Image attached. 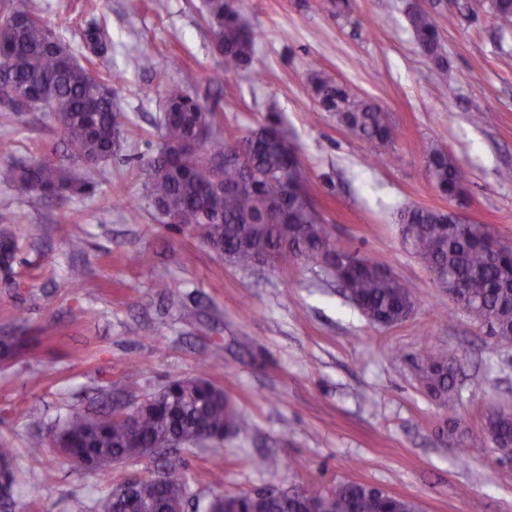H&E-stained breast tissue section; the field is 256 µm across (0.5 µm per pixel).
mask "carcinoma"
<instances>
[{"label": "carcinoma", "instance_id": "1", "mask_svg": "<svg viewBox=\"0 0 512 512\" xmlns=\"http://www.w3.org/2000/svg\"><path fill=\"white\" fill-rule=\"evenodd\" d=\"M206 22L214 50L224 57V72L236 73L254 61L256 35L247 27L231 0H205ZM494 15L512 20V0H490ZM421 52L435 64L438 78L444 66L439 29L432 14L421 7L408 15ZM72 45L47 24L34 0H0V112L20 113L32 102L47 104L53 128L69 145V156L94 165L123 150L124 137L117 119L113 84L119 75L98 67L109 50L105 29L87 28ZM311 90L321 107L336 114L348 129L368 144H392L397 136L387 113L375 100L354 92L325 73L311 78ZM167 110L159 127L158 154L143 164L145 198L156 217L176 215L196 226L204 245L242 268L256 266L259 257L270 260L309 261L314 251L332 241L330 225L317 211L305 183L291 179L301 166L296 147L275 121L245 138V162L224 164L223 113L203 111L177 81L165 85ZM205 126L210 138L196 153L184 147ZM426 170L437 191L452 200L463 190L467 171L441 147L425 151ZM6 182L23 191H37L61 199L84 195L93 184L67 165L55 149L42 151L21 167H12ZM403 219L410 226L405 243L432 273L458 283L456 301L471 319L489 328L500 343L512 345V315L504 306L512 302V257L494 249L498 243L486 224L464 223L450 211L407 208ZM336 259L347 297L373 324L388 327L406 320L414 307L403 282L381 273V265L366 255L335 245ZM428 371L423 387L435 396L447 394L456 379V363L429 349L421 356ZM248 427L235 402L207 377H175L159 392L152 406L128 424L116 413L102 416L72 413L52 431L50 443H30L34 454L52 452L74 461L85 472H102L114 457L141 448H163L180 439L186 445L207 443L222 452L224 432ZM512 435V413L490 420L480 434L488 443ZM12 448L0 446V501L11 498L15 482ZM185 480L176 465L168 468L161 485L154 475L143 476L134 495L147 512H168L185 492ZM421 512L414 500L389 497L382 501L374 486L344 482L323 491L313 485L299 497L268 499L261 492L227 493L209 502L211 512Z\"/></svg>", "mask_w": 512, "mask_h": 512}]
</instances>
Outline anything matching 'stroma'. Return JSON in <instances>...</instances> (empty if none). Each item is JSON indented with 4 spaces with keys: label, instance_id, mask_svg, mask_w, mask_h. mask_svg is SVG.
<instances>
[{
    "label": "stroma",
    "instance_id": "obj_1",
    "mask_svg": "<svg viewBox=\"0 0 512 512\" xmlns=\"http://www.w3.org/2000/svg\"><path fill=\"white\" fill-rule=\"evenodd\" d=\"M71 2L35 0L67 36L107 27L100 65L122 76L128 144L88 168V196L47 199L0 181V234L19 246L11 277H0V337L27 339L23 352L0 354V445L17 451L7 512H101L113 488L156 463L88 474L53 453L30 454L31 438H49L69 413L131 405L170 377L199 374L250 427L225 438L223 454L198 445L175 457L188 512L225 492L341 481L382 487L423 512H512V469L475 439L491 410L512 411V345L433 282L399 221L406 207H449L425 170L434 143L469 172L460 212L512 244V24L471 16L468 0H348L337 19L322 0H238L258 39L252 72L228 74L204 0H95L81 14ZM416 6L439 26L445 83L415 41ZM144 51L152 70L138 65ZM319 71L381 104L397 129L381 160L319 108L309 87ZM168 78L203 109L223 110L230 142L277 113L336 242L391 269L413 296L411 316L374 325L318 264L244 270L160 223L143 198L141 164L158 152ZM46 147L64 143L43 112L0 114V166L28 164ZM71 233L82 252H70ZM160 280L179 288L178 301L158 292ZM427 349L459 365L451 401L420 385Z\"/></svg>",
    "mask_w": 512,
    "mask_h": 512
}]
</instances>
